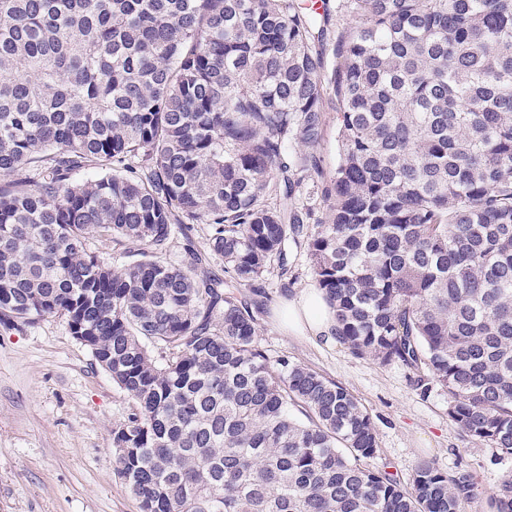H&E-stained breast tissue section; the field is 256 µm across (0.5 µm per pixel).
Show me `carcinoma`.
I'll return each instance as SVG.
<instances>
[{"label": "carcinoma", "instance_id": "carcinoma-1", "mask_svg": "<svg viewBox=\"0 0 512 512\" xmlns=\"http://www.w3.org/2000/svg\"><path fill=\"white\" fill-rule=\"evenodd\" d=\"M0 0V325L66 319L134 402L112 430L140 512H464L471 474L408 485L341 384L263 350L255 287L307 247L356 356L448 391L512 455V0ZM339 158L324 218L278 199ZM25 175H20V172ZM134 261L108 266L90 238ZM512 512V478L490 497ZM329 7L332 9V19L330 24L328 25L327 36L324 41V49H325V61L328 68H331L335 64V59L333 58L332 49L336 43V35L341 31L343 27H346L349 22H351L352 17L348 16L346 13H338L336 16V0L329 1ZM337 107L336 97L333 92H331L326 96L324 102L325 125L323 138L320 144L314 149L316 156L320 159V165L325 178L332 173L338 158L336 142Z\"/></svg>", "mask_w": 512, "mask_h": 512}]
</instances>
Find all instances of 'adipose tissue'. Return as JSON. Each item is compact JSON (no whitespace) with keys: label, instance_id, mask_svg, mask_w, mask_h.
I'll use <instances>...</instances> for the list:
<instances>
[{"label":"adipose tissue","instance_id":"adipose-tissue-1","mask_svg":"<svg viewBox=\"0 0 512 512\" xmlns=\"http://www.w3.org/2000/svg\"><path fill=\"white\" fill-rule=\"evenodd\" d=\"M275 317L281 327L294 336H309L327 342L336 341V318L324 295L308 289L285 300Z\"/></svg>","mask_w":512,"mask_h":512}]
</instances>
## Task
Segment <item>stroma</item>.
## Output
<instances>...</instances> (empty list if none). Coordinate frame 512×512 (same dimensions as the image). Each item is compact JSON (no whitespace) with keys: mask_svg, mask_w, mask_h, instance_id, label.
<instances>
[{"mask_svg":"<svg viewBox=\"0 0 512 512\" xmlns=\"http://www.w3.org/2000/svg\"><path fill=\"white\" fill-rule=\"evenodd\" d=\"M292 275L269 273L261 289L234 286L265 313L260 344L345 386L370 415L378 451L373 466L408 483L417 465L469 470L475 481L465 512H488L497 486L512 478V456L467 436L448 416V393L416 387L412 371L285 333L273 316L282 300L314 287L306 249L291 251ZM133 401L96 365L61 317L0 326V512H140L118 475L112 431Z\"/></svg>","mask_w":512,"mask_h":512,"instance_id":"stroma-1","label":"stroma"}]
</instances>
